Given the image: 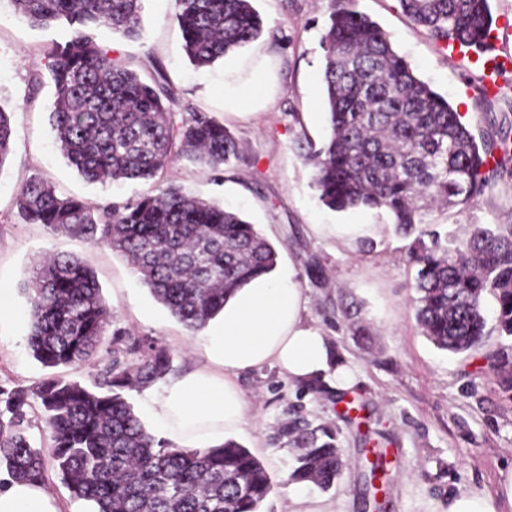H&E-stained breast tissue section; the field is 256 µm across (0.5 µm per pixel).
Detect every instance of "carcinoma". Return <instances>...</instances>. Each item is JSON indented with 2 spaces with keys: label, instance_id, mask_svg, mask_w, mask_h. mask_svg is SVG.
Listing matches in <instances>:
<instances>
[{
  "label": "carcinoma",
  "instance_id": "cac0c4a2",
  "mask_svg": "<svg viewBox=\"0 0 512 512\" xmlns=\"http://www.w3.org/2000/svg\"><path fill=\"white\" fill-rule=\"evenodd\" d=\"M183 49L207 67L258 39L253 0H175ZM322 37L329 133L315 151L321 202L339 212L384 209L415 236L414 317L439 349L476 353L487 336L486 296L497 328L512 337V223L471 226L465 241L429 228L435 207L475 203L498 170L494 151L512 138L477 141L448 101L419 79L389 37L352 0H337ZM32 27L60 26L44 50L55 88L52 130L68 164L90 183L142 181L135 200L93 204L57 193L40 176L16 191L13 214L53 234L124 255L154 299L194 333L253 277L273 271L278 253L234 210L207 202L160 175L175 158L217 170L239 154L233 134L208 112L175 122L169 85L146 82L97 41L102 26L128 39L141 32L142 0H10ZM402 12L444 44L490 50L488 0H399ZM14 135L0 107V165ZM430 243H425V239ZM28 345L46 368L88 363L111 322L94 272L72 253L39 259L27 287ZM136 353L134 361L127 355ZM512 392V359L495 354ZM173 371L169 351L148 336L112 331V359L87 385L56 375L31 393L40 402L49 448L31 445L24 422L30 393L0 387V467L18 480H45L52 468L96 512H261L273 489L264 465L233 440L207 449L174 448L135 414L127 392ZM292 466L286 481L329 491L344 474L342 449L326 427L284 425Z\"/></svg>",
  "mask_w": 512,
  "mask_h": 512
}]
</instances>
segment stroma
<instances>
[{
  "mask_svg": "<svg viewBox=\"0 0 512 512\" xmlns=\"http://www.w3.org/2000/svg\"><path fill=\"white\" fill-rule=\"evenodd\" d=\"M264 21L260 38L239 50L247 67L225 77L223 62L198 68L182 48L174 0H143L142 31L130 41L100 28L101 45L130 68L149 76L162 68L173 93L171 109L185 107L223 120L240 145L238 157L209 171L178 159L162 173L199 197L239 211L278 251L277 268L291 271L308 298L306 318L326 336L352 371L351 388L327 381L302 385L266 366L240 375L246 421L234 439L266 467L273 491L262 512H294L295 485L287 483L291 458L277 429L304 421L336 431L348 470L328 492L311 485L303 494L324 500L330 512H446L450 494L461 490L495 494L512 472V395L505 392L487 354L512 353V338L491 334L484 352L452 354L437 349L417 326L411 299L417 268L408 260L411 237L397 231L383 210L336 212L319 199L312 146L328 133L324 105L322 37L332 0H254ZM376 21L393 48L416 74L460 112L474 133H495L512 122V72L498 92L484 90L483 62L461 49L448 53L441 42L405 16L398 0H356ZM58 29L30 27L9 0H0V106L13 113L11 151L0 165V285L8 288L9 321L0 324V386L33 389L49 373L90 383L110 359L104 336L94 363L48 370L28 347L23 289L38 258L49 252L82 256L93 267L117 326L165 346L176 372L203 361V338L189 333L142 284L126 258L25 224L11 213L17 188L40 175L57 192L92 203L124 202L146 189L139 181L89 183L68 166L49 123L54 87L43 49L61 38ZM259 65L274 82L262 100L241 109L225 105L248 68ZM40 85H33V78ZM491 180L477 204L430 211L442 237L465 238L470 225L512 223V159ZM340 224H371L375 230L348 241L336 237ZM318 282H311V274ZM377 334L366 342L342 318L346 305ZM386 461L382 492L366 485L372 452Z\"/></svg>",
  "mask_w": 512,
  "mask_h": 512,
  "instance_id": "1",
  "label": "stroma"
}]
</instances>
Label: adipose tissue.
Returning <instances> with one entry per match:
<instances>
[{"mask_svg": "<svg viewBox=\"0 0 512 512\" xmlns=\"http://www.w3.org/2000/svg\"><path fill=\"white\" fill-rule=\"evenodd\" d=\"M307 300L290 275L258 277L229 298L202 331L204 361L141 394L151 420L180 448H208L241 429L246 401L236 379L246 371L276 365L304 383L332 376L351 386L350 370L334 358L326 337L304 319ZM0 512H60L43 482L0 477ZM446 512H512V476L496 495L458 491Z\"/></svg>", "mask_w": 512, "mask_h": 512, "instance_id": "obj_1", "label": "adipose tissue"}]
</instances>
